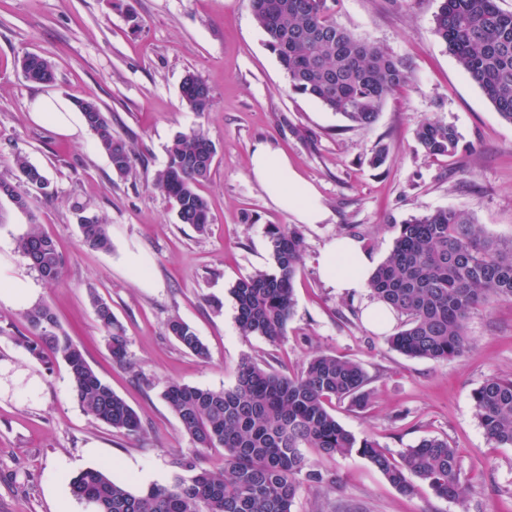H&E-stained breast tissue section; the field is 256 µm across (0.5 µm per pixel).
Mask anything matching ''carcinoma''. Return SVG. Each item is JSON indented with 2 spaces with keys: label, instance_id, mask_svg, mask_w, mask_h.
I'll use <instances>...</instances> for the list:
<instances>
[{
  "label": "carcinoma",
  "instance_id": "carcinoma-1",
  "mask_svg": "<svg viewBox=\"0 0 512 512\" xmlns=\"http://www.w3.org/2000/svg\"><path fill=\"white\" fill-rule=\"evenodd\" d=\"M248 2L291 89L342 115L353 127L372 126L386 97L409 79L401 61L336 24L331 0ZM434 24L448 52L501 118L512 124V12L501 10L497 0H441ZM20 66L31 82L54 81L53 66L41 55L24 56ZM180 96L192 112H205L212 103L209 86L194 74L184 78ZM82 117L112 171L128 176L134 161L131 145L113 134L103 112H84ZM415 138L422 152L434 157L454 153L461 135L451 124L426 118ZM211 151L217 152L216 145L204 131L180 132L152 180L153 188L173 205L179 223L191 225L200 235L212 222L208 201L199 190L211 175L212 162L205 159ZM12 169L18 182L39 191L48 187L47 178L24 156H14ZM0 194L27 207L25 194L7 179L0 180ZM75 210L82 243L90 249H110L111 237L102 220L83 206ZM267 236L270 269L238 280L231 293L240 335L277 340L286 335L293 315L303 240L290 226L271 227ZM18 250L44 280L61 277L62 257L38 225H31L19 239ZM369 287L379 301L405 317L389 339L393 349L409 357L448 361L468 349L463 322L473 310L512 299V240L487 237L463 209L412 216L400 225L393 249L372 272ZM90 301L112 362L131 366L125 330L112 307L94 293ZM24 317L33 335L31 352L40 360L59 358L65 363L73 397L84 410L128 436L143 433L136 410L98 376L48 305L38 303ZM167 331L185 349L208 356L187 322L173 318ZM367 385L360 363L322 352L312 354L300 372L289 376L244 358L230 389L170 382L162 397L183 433L198 453L223 449V469H199L183 458L178 465L192 476L133 492L113 481L105 468L89 467L70 479L72 493L93 504L96 512H292L302 486L319 491L334 484L331 476L308 468L303 449L314 448L365 459L404 494L414 493L415 477L435 495L464 502L457 452L447 440L424 438L396 459L373 436H357L336 420L332 401L347 399L365 409L371 400ZM472 402L487 438L512 446V378H487L474 390Z\"/></svg>",
  "mask_w": 512,
  "mask_h": 512
}]
</instances>
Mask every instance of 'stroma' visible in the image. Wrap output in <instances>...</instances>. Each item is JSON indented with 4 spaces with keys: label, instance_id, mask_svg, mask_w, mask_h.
Segmentation results:
<instances>
[{
    "label": "stroma",
    "instance_id": "stroma-1",
    "mask_svg": "<svg viewBox=\"0 0 512 512\" xmlns=\"http://www.w3.org/2000/svg\"><path fill=\"white\" fill-rule=\"evenodd\" d=\"M439 0H334L336 23L404 62L408 84L385 101L368 129L292 91L247 0H0V178L20 153L49 182L31 190L28 210L0 195V290L21 277L49 305L98 375L140 415L144 431L127 436L97 421L75 401L62 361L36 359L24 342L23 309L0 302V512H92L69 480L108 467L131 490L166 485L183 475L179 459L218 470L222 450L194 455L162 398L168 382L232 387L244 357L291 375L311 352L362 364L372 392L366 410L333 402L337 420L372 435L391 456L428 437L448 440L459 458L464 502L437 497L424 482L404 495L362 458L307 451L311 469L330 474L323 495L301 489L292 512H512V447L489 441L472 393L491 376L512 377V300L473 311L469 348L448 361L393 350L388 334L367 328L359 312L372 291L349 299L320 278L317 257L332 238L356 232L376 262L392 251L400 224L436 209H466L486 235L512 239V124L503 121L434 32ZM136 22H129L128 14ZM49 59L55 80L29 81L19 61ZM212 91L208 111L182 106L187 73ZM41 94L95 99L112 130L132 142L124 178L112 172L90 132L61 133L30 116ZM454 125L452 155L425 156L420 121ZM202 129L217 147L201 192L213 221L206 234L179 223L152 187L177 133ZM287 154L318 191L324 223L300 226L303 253L294 315L272 342L243 338L234 283L271 266L267 230L291 225L249 174L255 143ZM388 146L385 163L370 158ZM82 204L108 226L112 247L81 243L74 210ZM53 237L61 278L43 280L17 249L30 225ZM98 293L126 330L130 367L113 363L89 301ZM178 317L208 349L200 358L167 332Z\"/></svg>",
    "mask_w": 512,
    "mask_h": 512
}]
</instances>
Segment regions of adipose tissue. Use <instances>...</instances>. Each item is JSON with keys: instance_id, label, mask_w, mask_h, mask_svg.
I'll return each instance as SVG.
<instances>
[{"instance_id": "ef3b65f1", "label": "adipose tissue", "mask_w": 512, "mask_h": 512, "mask_svg": "<svg viewBox=\"0 0 512 512\" xmlns=\"http://www.w3.org/2000/svg\"><path fill=\"white\" fill-rule=\"evenodd\" d=\"M31 115L54 123L61 132L70 135L77 133L82 125L78 107L51 95L38 96ZM250 174L270 201L296 223L321 224L326 220L327 211L319 194L293 168L285 154L266 143H256L250 152ZM373 266L374 260L362 243L348 236L332 239L319 256L322 279L337 294L348 298L367 288Z\"/></svg>"}]
</instances>
